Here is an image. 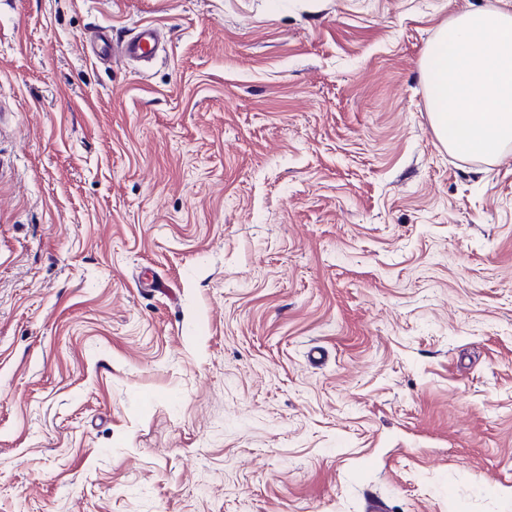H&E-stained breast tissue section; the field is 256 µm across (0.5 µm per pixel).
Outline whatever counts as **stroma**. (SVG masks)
I'll list each match as a JSON object with an SVG mask.
<instances>
[{"mask_svg": "<svg viewBox=\"0 0 512 512\" xmlns=\"http://www.w3.org/2000/svg\"><path fill=\"white\" fill-rule=\"evenodd\" d=\"M496 2L0 0V512H512V145L421 78ZM159 39V28L145 25L136 37L122 42L120 48H117L112 41L111 33L98 31L94 35L93 51L97 57L104 60L119 56L135 61H150L156 56Z\"/></svg>", "mask_w": 512, "mask_h": 512, "instance_id": "35a3bbf8", "label": "stroma"}]
</instances>
